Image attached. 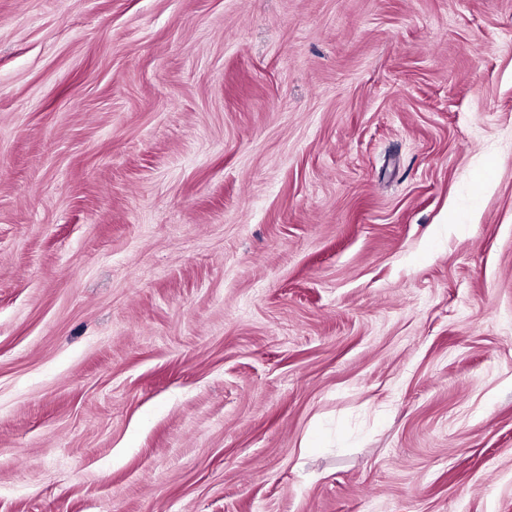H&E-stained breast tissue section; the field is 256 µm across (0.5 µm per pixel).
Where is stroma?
<instances>
[{"instance_id": "1", "label": "stroma", "mask_w": 512, "mask_h": 512, "mask_svg": "<svg viewBox=\"0 0 512 512\" xmlns=\"http://www.w3.org/2000/svg\"><path fill=\"white\" fill-rule=\"evenodd\" d=\"M0 512H512V0H0Z\"/></svg>"}]
</instances>
